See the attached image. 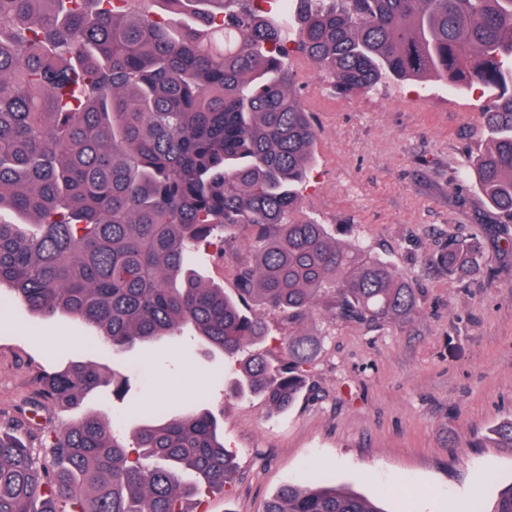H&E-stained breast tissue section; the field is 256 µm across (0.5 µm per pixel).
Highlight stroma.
Segmentation results:
<instances>
[{
    "label": "stroma",
    "mask_w": 512,
    "mask_h": 512,
    "mask_svg": "<svg viewBox=\"0 0 512 512\" xmlns=\"http://www.w3.org/2000/svg\"><path fill=\"white\" fill-rule=\"evenodd\" d=\"M285 65L317 128L301 217L392 265L416 290V314L385 325L335 319L323 297L291 327L255 305L275 360L287 361L289 335L316 346L314 389L285 412L235 394L223 357L188 341L104 354L129 375V393L94 395L77 410L47 408L34 449L48 459L45 436L83 413L131 428L139 398L152 396L159 414L193 399L220 415L236 468L223 492L200 507L188 502L189 512H264L280 488L308 473L383 512H449L459 502L466 512H490L512 483V447L491 433L512 419V219L488 207L464 174L486 145V98L434 77L345 96L300 53L289 52ZM475 233L479 270L459 278L425 266L449 238ZM214 252L201 246L196 262L209 281L233 290L237 268L253 258L246 234L225 238L223 263ZM82 333L81 324L33 316L0 292L1 426L29 409L36 375L78 357L58 337Z\"/></svg>",
    "instance_id": "stroma-1"
}]
</instances>
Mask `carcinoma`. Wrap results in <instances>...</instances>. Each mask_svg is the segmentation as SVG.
I'll return each mask as SVG.
<instances>
[{"instance_id": "obj_1", "label": "carcinoma", "mask_w": 512, "mask_h": 512, "mask_svg": "<svg viewBox=\"0 0 512 512\" xmlns=\"http://www.w3.org/2000/svg\"><path fill=\"white\" fill-rule=\"evenodd\" d=\"M0 0V287L35 316L84 323L112 351L186 332L237 366L236 392L288 410L314 349L288 362L252 350L264 305L298 324L332 293L334 318L388 323L416 290L379 257L293 222L316 126L284 66L292 43L343 95L390 79L476 85L487 150L466 173L512 217V0ZM240 229L254 259L233 292L195 267V246ZM480 239L425 261L473 270ZM128 379L87 359L36 378L37 408L79 407ZM512 447V419L496 425ZM51 467L0 429V512H188L224 489L233 451L207 408L153 417L129 435L97 414L58 431ZM265 512H382L307 478Z\"/></svg>"}]
</instances>
